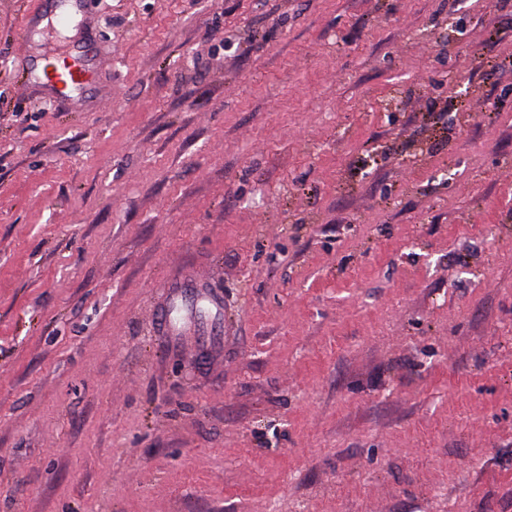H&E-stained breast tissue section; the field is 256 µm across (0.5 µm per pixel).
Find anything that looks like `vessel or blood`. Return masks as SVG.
Returning a JSON list of instances; mask_svg holds the SVG:
<instances>
[{"mask_svg":"<svg viewBox=\"0 0 512 512\" xmlns=\"http://www.w3.org/2000/svg\"><path fill=\"white\" fill-rule=\"evenodd\" d=\"M86 0H55L54 13L39 8L24 17V32L40 30L43 21H50L55 30H65L77 12L83 11ZM94 51L90 45L73 47L67 55L68 67L54 80L57 94L73 98L82 94L94 78ZM167 315L163 332L173 348L186 343L215 348L224 322V301L220 292L192 275L173 281L164 300Z\"/></svg>","mask_w":512,"mask_h":512,"instance_id":"vessel-or-blood-1","label":"vessel or blood"}]
</instances>
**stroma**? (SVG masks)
Here are the masks:
<instances>
[{"label":"stroma","mask_w":512,"mask_h":512,"mask_svg":"<svg viewBox=\"0 0 512 512\" xmlns=\"http://www.w3.org/2000/svg\"><path fill=\"white\" fill-rule=\"evenodd\" d=\"M0 0V512H512V0ZM98 54L81 105L25 56ZM224 294L170 348L174 276ZM56 3L55 11L51 18V26L56 31L65 30L70 22L83 12L86 0H53ZM67 5L73 6L75 11L66 8Z\"/></svg>","instance_id":"1"}]
</instances>
